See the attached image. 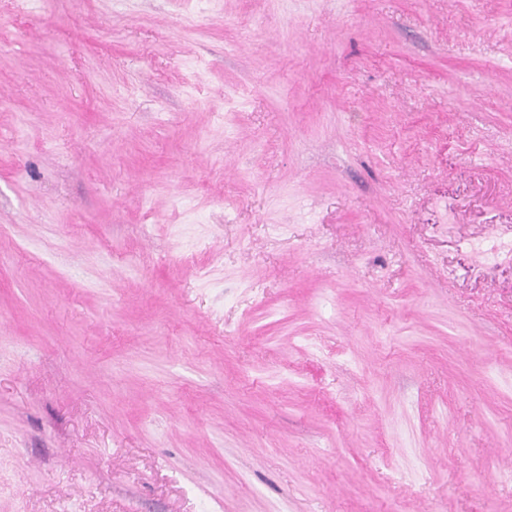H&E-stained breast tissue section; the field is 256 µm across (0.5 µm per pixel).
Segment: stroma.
I'll use <instances>...</instances> for the list:
<instances>
[{"instance_id":"obj_1","label":"stroma","mask_w":512,"mask_h":512,"mask_svg":"<svg viewBox=\"0 0 512 512\" xmlns=\"http://www.w3.org/2000/svg\"><path fill=\"white\" fill-rule=\"evenodd\" d=\"M0 512H512V0H0Z\"/></svg>"}]
</instances>
